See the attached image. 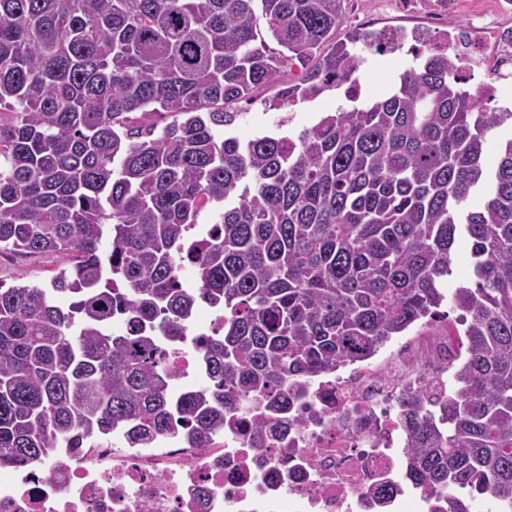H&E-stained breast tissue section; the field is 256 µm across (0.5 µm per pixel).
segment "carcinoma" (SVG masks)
<instances>
[{
	"label": "carcinoma",
	"instance_id": "cac0c4a2",
	"mask_svg": "<svg viewBox=\"0 0 512 512\" xmlns=\"http://www.w3.org/2000/svg\"><path fill=\"white\" fill-rule=\"evenodd\" d=\"M344 2L0 0V250L73 257L49 288L0 281V464L178 422L203 445L256 406L282 426L303 379L370 359L448 301L464 351L447 396L400 397L404 477L445 493V512L512 505V138L483 166L512 112L419 52L394 93L295 140L224 135L229 107L277 74L255 4L280 63L302 66L280 90L293 103L355 84L346 44L321 51ZM159 111L162 128L133 124ZM208 206L215 234L194 242ZM462 235L472 274L450 294ZM181 264L199 290L179 287ZM204 300L224 309L200 340L208 385L175 394L163 338ZM512 137V128L510 123L505 124L493 131L488 135V142L484 155V163L489 169H493L498 160V145L502 140Z\"/></svg>",
	"mask_w": 512,
	"mask_h": 512
}]
</instances>
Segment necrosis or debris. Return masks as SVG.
I'll list each match as a JSON object with an SVG mask.
<instances>
[{
  "label": "necrosis or debris",
  "mask_w": 512,
  "mask_h": 512,
  "mask_svg": "<svg viewBox=\"0 0 512 512\" xmlns=\"http://www.w3.org/2000/svg\"><path fill=\"white\" fill-rule=\"evenodd\" d=\"M486 2L442 0L440 9L480 18L449 30L447 52L460 73L485 71L495 96L512 85V27L486 21ZM204 313L167 346L180 380L198 388L206 381L191 340L224 330L223 314ZM449 347L447 336H423L400 352L396 372L360 365L306 379L289 397L285 427L252 412L251 425L267 429L259 444L229 419L203 448L165 436L132 448L116 434L47 463L0 466V512H444L438 492L401 480L399 398L450 389L422 369Z\"/></svg>",
  "instance_id": "4bbe7bcc"
}]
</instances>
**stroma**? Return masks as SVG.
I'll return each instance as SVG.
<instances>
[{
	"instance_id": "1",
	"label": "stroma",
	"mask_w": 512,
	"mask_h": 512,
	"mask_svg": "<svg viewBox=\"0 0 512 512\" xmlns=\"http://www.w3.org/2000/svg\"><path fill=\"white\" fill-rule=\"evenodd\" d=\"M437 0H346L344 21L336 31L339 42L352 43L354 51H361L355 43L357 34L366 33L375 40H383L386 34L403 31L420 35V49L443 48L449 26H470L469 11L454 14L451 19L437 18L434 6ZM412 56L401 53H371L366 57L358 77L362 101L386 95L396 86L400 73L412 65ZM301 74L300 67L280 68L276 83L255 91L252 100L236 105L235 121L225 127L224 133L242 140L263 135L281 133L296 134L312 127L326 113L354 106L346 87L327 90L315 99L296 106L282 104L279 91ZM71 256L62 252L51 255H25L10 250L0 252V281L6 285L18 280L49 286L60 269L69 265ZM456 314L449 307H441L434 316L424 318L415 326L392 339L375 355V362H383L403 346L410 337L433 331L455 329Z\"/></svg>"
}]
</instances>
